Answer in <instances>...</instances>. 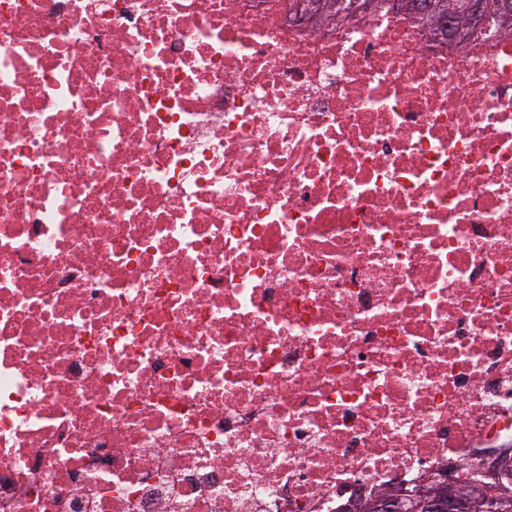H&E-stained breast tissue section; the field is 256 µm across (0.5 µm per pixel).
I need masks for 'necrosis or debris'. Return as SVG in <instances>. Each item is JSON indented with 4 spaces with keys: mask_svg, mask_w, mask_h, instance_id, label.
I'll list each match as a JSON object with an SVG mask.
<instances>
[{
    "mask_svg": "<svg viewBox=\"0 0 512 512\" xmlns=\"http://www.w3.org/2000/svg\"><path fill=\"white\" fill-rule=\"evenodd\" d=\"M0 0V512H341L512 449V32Z\"/></svg>",
    "mask_w": 512,
    "mask_h": 512,
    "instance_id": "obj_1",
    "label": "necrosis or debris"
}]
</instances>
